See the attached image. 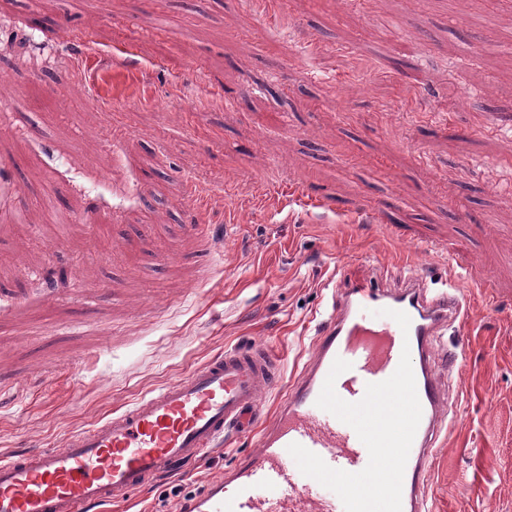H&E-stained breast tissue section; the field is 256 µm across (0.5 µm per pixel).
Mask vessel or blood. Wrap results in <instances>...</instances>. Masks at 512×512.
I'll use <instances>...</instances> for the list:
<instances>
[{
	"mask_svg": "<svg viewBox=\"0 0 512 512\" xmlns=\"http://www.w3.org/2000/svg\"><path fill=\"white\" fill-rule=\"evenodd\" d=\"M393 310L408 315V329L390 318ZM462 316L459 296L431 288L415 271L389 290L361 280L342 282L327 303L311 355L291 378L256 452L209 480L179 512H344L335 494L324 493L318 481L294 467L288 447L299 443L336 469H364L365 445L316 400L335 359L351 364L337 378L335 391L355 403L367 384L393 375L405 351L422 415L405 467L401 507L402 512H428L432 450L453 410L449 385L436 370L433 344ZM279 377L278 361L264 347L229 351L71 435L63 447L0 460V512H94L127 501L150 480L199 460L227 434L248 432Z\"/></svg>",
	"mask_w": 512,
	"mask_h": 512,
	"instance_id": "b4317fda",
	"label": "vessel or blood"
}]
</instances>
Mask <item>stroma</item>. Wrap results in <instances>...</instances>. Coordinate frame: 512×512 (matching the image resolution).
I'll use <instances>...</instances> for the list:
<instances>
[{
  "label": "stroma",
  "instance_id": "35a3bbf8",
  "mask_svg": "<svg viewBox=\"0 0 512 512\" xmlns=\"http://www.w3.org/2000/svg\"><path fill=\"white\" fill-rule=\"evenodd\" d=\"M0 70V459L254 343L272 414L333 280L413 265L467 310L428 505L512 512V0H0ZM256 444L102 512H176Z\"/></svg>",
  "mask_w": 512,
  "mask_h": 512
}]
</instances>
